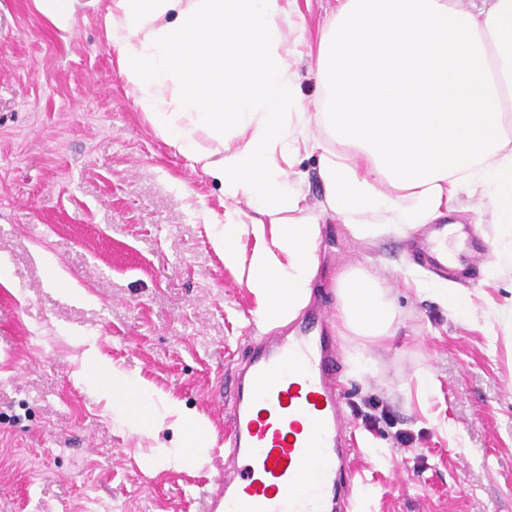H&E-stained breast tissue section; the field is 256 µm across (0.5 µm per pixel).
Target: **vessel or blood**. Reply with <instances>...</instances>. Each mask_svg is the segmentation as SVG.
I'll use <instances>...</instances> for the list:
<instances>
[{
	"label": "vessel or blood",
	"mask_w": 512,
	"mask_h": 512,
	"mask_svg": "<svg viewBox=\"0 0 512 512\" xmlns=\"http://www.w3.org/2000/svg\"><path fill=\"white\" fill-rule=\"evenodd\" d=\"M430 232L411 255L447 273L450 229L434 224ZM329 315L326 303L314 301L253 344L235 376L212 388L210 400L231 407L208 512H336L352 436Z\"/></svg>",
	"instance_id": "1"
}]
</instances>
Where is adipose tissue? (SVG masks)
Segmentation results:
<instances>
[{
	"instance_id": "ef3b65f1",
	"label": "adipose tissue",
	"mask_w": 512,
	"mask_h": 512,
	"mask_svg": "<svg viewBox=\"0 0 512 512\" xmlns=\"http://www.w3.org/2000/svg\"><path fill=\"white\" fill-rule=\"evenodd\" d=\"M290 3L34 0L64 34L80 9H98L155 132L231 201L210 236L225 267L244 274L259 325L288 324L311 295L320 217L302 209L285 165L311 146L315 119L343 146L323 157V209L354 237L407 235L477 190L495 228L494 272L512 275V0H336L315 53L313 107L298 94L300 49L282 31ZM241 199L247 210L235 208ZM336 300L343 338L391 336L395 310L372 273L342 272ZM82 360V377L132 412L137 434L175 431L164 468L206 462V419L95 348Z\"/></svg>"
}]
</instances>
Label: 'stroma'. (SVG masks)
I'll return each instance as SVG.
<instances>
[{
  "instance_id": "obj_1",
  "label": "stroma",
  "mask_w": 512,
  "mask_h": 512,
  "mask_svg": "<svg viewBox=\"0 0 512 512\" xmlns=\"http://www.w3.org/2000/svg\"><path fill=\"white\" fill-rule=\"evenodd\" d=\"M334 5L297 0L285 35L316 45ZM116 56L92 11L65 35L33 0H0V512H205L211 465L162 468L172 432H133L80 377L83 346L201 413L219 449L224 411L208 393L262 335L253 295L201 217L223 215L219 187L155 133ZM319 168V150H304L291 177L322 215L314 294L335 303L337 274L363 268L396 311L393 336L366 349V373L350 374L351 346L337 345L352 468L365 478L355 512H512V341L489 315L512 309V279L487 275L492 225L472 210L452 215L448 249L464 268L455 283L470 299L462 319L405 286L408 274L431 276L406 260L407 238L360 240L322 214ZM47 255L81 299L56 292ZM368 399L394 428L367 431ZM398 428L413 447H398Z\"/></svg>"
}]
</instances>
